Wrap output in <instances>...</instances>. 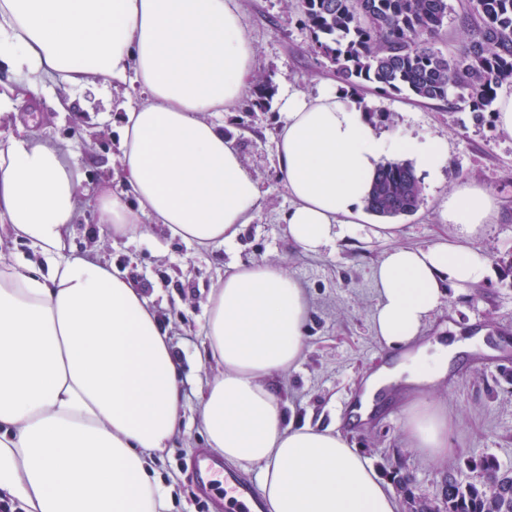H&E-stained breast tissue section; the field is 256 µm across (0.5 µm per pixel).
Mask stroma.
I'll use <instances>...</instances> for the list:
<instances>
[{
  "label": "stroma",
  "mask_w": 512,
  "mask_h": 512,
  "mask_svg": "<svg viewBox=\"0 0 512 512\" xmlns=\"http://www.w3.org/2000/svg\"><path fill=\"white\" fill-rule=\"evenodd\" d=\"M243 8L255 74L270 79L274 95L296 91L312 97L338 86L333 69L315 53L308 31L298 23L291 0H243ZM68 95L73 98L69 111H58L56 99ZM137 96L131 86L115 88L94 77L82 89L68 93L59 87L52 96L18 106L15 122L35 142L63 146L86 187L108 188L120 166L121 109L134 105ZM367 101L391 116L377 127L382 137H430L448 146L444 167L419 173L423 202L413 215L399 219L394 238L374 235L370 226L377 218L371 215L368 229L335 250L313 255L294 248L282 221L291 201L276 164L279 107L260 111L246 97L228 111L208 115L235 140L263 196L261 210L233 247H201L170 237L161 225L142 238L104 241L89 202L71 227L70 252L96 255L133 279L173 348L185 414L179 435L158 463L160 477L171 487V512H195V500L202 495L209 512H224L223 485L206 490L195 479L196 462L211 455L196 409L201 381L218 371L203 345L207 299L235 262L280 263L304 288L310 302L305 355L275 381L284 409L302 424H338L350 446L360 449L394 488L399 512H416L420 502L441 505L449 473L472 480L471 458L491 455L512 468V357L469 364L436 394L448 416L453 452L447 460L434 461L408 447L400 406L366 427L347 425L348 407L363 375L386 355L372 329L373 268L392 245L415 247L453 238L456 227L443 212L449 195L467 181L484 186L499 202L497 219L475 241L488 260V272L464 289L449 290L426 333L444 336L453 326L463 333L484 328L493 336L512 337V139L498 134L491 112L477 116L442 102L422 104L404 93L371 94Z\"/></svg>",
  "instance_id": "obj_1"
}]
</instances>
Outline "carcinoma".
<instances>
[{"label": "carcinoma", "mask_w": 512, "mask_h": 512, "mask_svg": "<svg viewBox=\"0 0 512 512\" xmlns=\"http://www.w3.org/2000/svg\"><path fill=\"white\" fill-rule=\"evenodd\" d=\"M300 23L315 52L336 69L347 91H407L420 101L477 114L490 112L512 85V0H467L459 18L474 33L450 55L432 46L448 23V0H298ZM253 106L269 107L271 88L259 79ZM422 194L408 163L380 164L367 210L393 219L416 212ZM487 481L464 483L448 474L445 512H512V472L491 456L469 461Z\"/></svg>", "instance_id": "carcinoma-1"}]
</instances>
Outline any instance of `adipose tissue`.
Returning <instances> with one entry per match:
<instances>
[{
  "instance_id": "adipose-tissue-1",
  "label": "adipose tissue",
  "mask_w": 512,
  "mask_h": 512,
  "mask_svg": "<svg viewBox=\"0 0 512 512\" xmlns=\"http://www.w3.org/2000/svg\"><path fill=\"white\" fill-rule=\"evenodd\" d=\"M0 120L46 83L71 89L99 76L137 84L119 142V190L89 193L55 145L0 131V227L30 242L44 264L0 268V500L22 512H168L154 466L183 415L170 341L140 288L86 255H65V234L86 196L103 238L161 224L200 246L228 245L261 208L256 178L210 112L236 104L255 74L240 0H0ZM276 155L292 204L283 217L299 250L318 254L356 234L381 159L409 157L435 172L436 139L387 140L361 102L329 89L281 96ZM497 200L460 185L445 216L452 240L395 245L375 266L372 324L402 361L363 381L362 409L398 391L404 441L448 457V419L427 400L456 353L498 349L485 333L441 344L423 330L447 288L480 280L472 246ZM309 302L278 264H235L212 289L205 325L223 368L197 406L210 448L258 467L267 512H398L368 458L332 427L287 417L273 386L304 354Z\"/></svg>"
}]
</instances>
